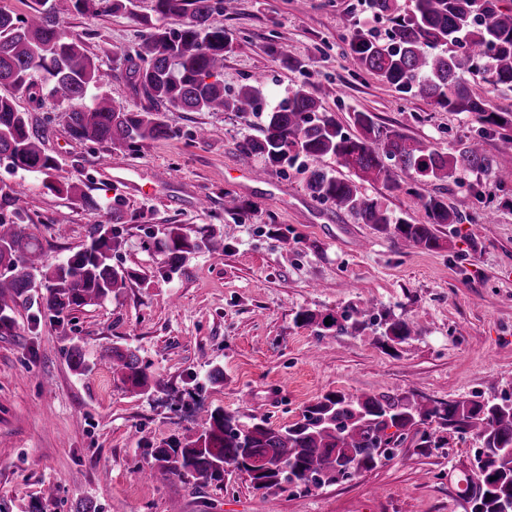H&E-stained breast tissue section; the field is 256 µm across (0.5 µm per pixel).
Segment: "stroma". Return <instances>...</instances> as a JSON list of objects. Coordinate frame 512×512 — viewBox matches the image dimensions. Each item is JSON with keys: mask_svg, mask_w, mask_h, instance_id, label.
<instances>
[{"mask_svg": "<svg viewBox=\"0 0 512 512\" xmlns=\"http://www.w3.org/2000/svg\"><path fill=\"white\" fill-rule=\"evenodd\" d=\"M213 22L235 35L224 57L225 88L261 79L266 106L311 82L346 132L355 111L444 152L483 131L475 114L439 110L351 65L346 51L356 31L382 37L390 27L371 18L365 0H231ZM59 26L84 34L108 96L132 109L142 105L133 81L112 71V47L140 40L131 15L91 21L72 13ZM271 42L293 67L267 53ZM0 95L47 123L43 148L60 163L47 177L0 161V184L18 191L17 210L40 240L45 264L83 247L93 224L115 221L125 239L115 262L138 273L62 326L33 321V308L18 305L13 329L0 334V512L39 505L75 512L81 503L97 512H468L456 478L474 457L470 437L429 450L405 443L372 471L308 493H263L234 470L219 485L162 474L146 480L141 471L152 462V446L201 431L218 407L256 408L279 426L330 391L512 398V152L498 132L484 131L494 168L466 174L448 191L464 223L440 225L441 248L427 250L316 200L297 167L252 181L248 172L259 161L239 145L259 135L264 113L170 107L164 119L171 137L144 142L133 154L73 139L68 106L51 95L35 104L6 85ZM198 129L204 138H195ZM397 180L393 190L367 183L360 190L424 223L407 193L410 178ZM71 181L97 202L96 211L60 193ZM228 191L245 216L225 214ZM483 196L497 209L494 222L481 218ZM170 224L191 236L211 230L224 240L223 255L200 251L160 274V259L145 243ZM301 310L388 313L414 319L417 332L386 349L372 326L318 335L296 322ZM73 343L89 365L81 374L68 362ZM112 344L136 349L166 391L147 397L122 389L100 356ZM217 368L220 383L209 379Z\"/></svg>", "mask_w": 512, "mask_h": 512, "instance_id": "obj_1", "label": "stroma"}]
</instances>
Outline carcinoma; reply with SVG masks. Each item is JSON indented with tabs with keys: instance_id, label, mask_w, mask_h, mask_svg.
I'll return each instance as SVG.
<instances>
[{
	"instance_id": "obj_1",
	"label": "carcinoma",
	"mask_w": 512,
	"mask_h": 512,
	"mask_svg": "<svg viewBox=\"0 0 512 512\" xmlns=\"http://www.w3.org/2000/svg\"><path fill=\"white\" fill-rule=\"evenodd\" d=\"M502 0H412L401 12L398 0H368L373 16L392 23L388 41L372 32H359L349 43L350 63L366 70L396 91L411 93L447 112H472L488 125L512 129V120L497 115L473 86L461 79L469 71L495 88L512 90V8ZM38 7L19 18L0 9V84L41 100L43 89L68 104L72 138L110 148L135 150L147 140L172 136L163 109L185 112H239L260 109V82L236 91L224 88V54L232 49L230 30L212 23L224 13V0H153L151 18L133 11L134 0H37ZM124 12L143 28L135 47H112V62L126 71L147 105L130 109L112 100L101 86L95 58L83 37L64 35L62 14L103 16ZM181 19L178 29L162 19ZM356 133L342 131L316 92L303 84L271 108L260 135L246 139L240 150L263 161L262 172L298 159L306 161L307 189L321 201L351 212L361 224L401 239L409 246L440 247L438 225L460 224L463 216L448 209L443 193L417 195L428 222L414 224L397 216L377 199L362 195L357 182H374L386 189L399 186L395 171L407 172L414 182H463V175L486 171L494 159L483 148V132L461 143L455 152L427 148L406 135L376 123L361 111L351 115ZM47 128L30 120L12 98L0 96V159L12 167L50 175L59 169L46 153ZM326 156L346 169L338 176L317 165ZM57 191L77 198L90 211L97 202L79 184ZM0 331L13 326V311L28 300L34 280L37 315L63 323L86 306L127 287L137 277L112 263L123 238L115 224L93 225L90 241L62 262L47 266L39 239L29 225L0 218ZM148 249L169 268L205 250L224 254V241L208 231L190 237L179 224L151 236ZM330 324H325V321ZM303 325L328 332L346 330L348 317H321L304 310L296 315ZM382 329L383 345L399 344L414 332L408 319L371 317ZM112 374L137 395H151L163 380L129 348L103 350ZM473 437L478 442L474 464L465 473L470 512H512V402L467 399L428 406L408 395L379 393L350 395L328 392L305 406L300 418L273 427L265 416L239 415L215 409L208 426L184 440L160 443L153 451V470L205 484L224 481L226 464L248 476L256 490L303 492L334 485L375 469L386 448H401L418 439V448H440L444 436Z\"/></svg>"
}]
</instances>
